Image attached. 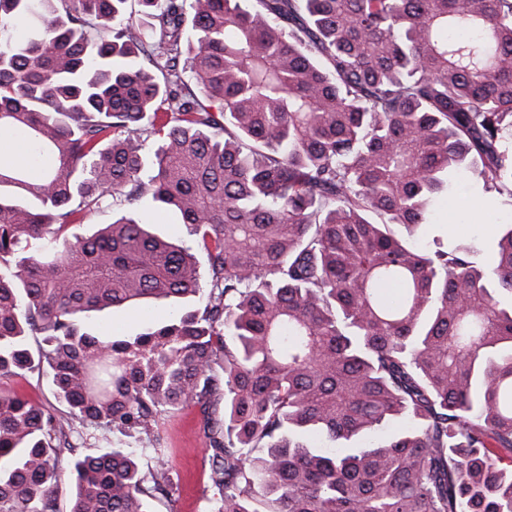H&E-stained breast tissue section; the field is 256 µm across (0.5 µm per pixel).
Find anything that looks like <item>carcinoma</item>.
<instances>
[{
    "mask_svg": "<svg viewBox=\"0 0 512 512\" xmlns=\"http://www.w3.org/2000/svg\"><path fill=\"white\" fill-rule=\"evenodd\" d=\"M126 2L0 0V379L47 367L68 416L0 388V512H60L66 473L69 512H153L190 403L213 512H512V222L393 230L512 206V0ZM118 201L193 245L69 232ZM143 302L176 311L84 325ZM71 421L127 441L65 460ZM511 210L507 205L491 206L486 202L472 198L467 194L445 197L437 205L436 226L426 240L433 235H442L446 228L453 237L467 240H488L494 233L492 223L510 222ZM120 210H132L144 219H148L151 222H160L161 224H156V227L159 233L166 237L182 241L189 240L187 229L184 224H180V218L176 214L169 212L166 213L161 221H155L153 209L148 204L125 205L121 209L114 210L112 208L100 209L88 214L83 219V224H75L71 230L74 232H84L91 224H110L112 223L113 215ZM169 311L170 307L162 304L143 305L136 309H109L93 315L86 324L99 334H107V329H112V335L134 334L161 322Z\"/></svg>",
    "mask_w": 512,
    "mask_h": 512,
    "instance_id": "obj_1",
    "label": "carcinoma"
}]
</instances>
